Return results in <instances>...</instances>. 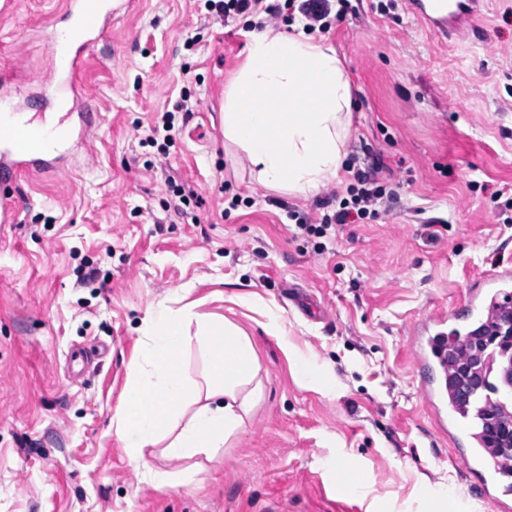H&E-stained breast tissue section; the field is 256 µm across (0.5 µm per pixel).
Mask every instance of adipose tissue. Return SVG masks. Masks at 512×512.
Instances as JSON below:
<instances>
[{"instance_id": "ef3b65f1", "label": "adipose tissue", "mask_w": 512, "mask_h": 512, "mask_svg": "<svg viewBox=\"0 0 512 512\" xmlns=\"http://www.w3.org/2000/svg\"><path fill=\"white\" fill-rule=\"evenodd\" d=\"M350 83L332 46L272 29L255 36L224 90V137L257 168L262 184L308 196L339 180ZM198 345L207 367L189 380L183 355ZM262 365L246 334L218 317L159 304L112 427L133 458L159 449L169 461L219 462L245 428L262 390Z\"/></svg>"}]
</instances>
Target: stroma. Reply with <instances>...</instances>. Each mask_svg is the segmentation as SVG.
<instances>
[{
  "mask_svg": "<svg viewBox=\"0 0 512 512\" xmlns=\"http://www.w3.org/2000/svg\"><path fill=\"white\" fill-rule=\"evenodd\" d=\"M63 2L0 0V77L22 97L52 64L40 29ZM257 20L135 0L80 75L99 114L91 152L0 185L18 203L0 225V512H441L444 485L469 512L512 505L511 477L468 472L435 431L412 345L437 309L474 329L471 284L512 269V0H487L475 35L446 44L405 0L329 12L313 35L335 48L355 108L342 182L309 197L264 186L224 137V89ZM167 111L177 132L162 148L147 135ZM375 156L397 204L296 233L291 213L319 223L320 201ZM165 300L243 330L263 390L221 462L158 491L145 469L173 462L155 448L132 461L112 419ZM296 350L324 363L323 385L297 374Z\"/></svg>",
  "mask_w": 512,
  "mask_h": 512,
  "instance_id": "35a3bbf8",
  "label": "stroma"
}]
</instances>
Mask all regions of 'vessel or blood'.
Returning a JSON list of instances; mask_svg holds the SVG:
<instances>
[{"instance_id": "b4317fda", "label": "vessel or blood", "mask_w": 512, "mask_h": 512, "mask_svg": "<svg viewBox=\"0 0 512 512\" xmlns=\"http://www.w3.org/2000/svg\"><path fill=\"white\" fill-rule=\"evenodd\" d=\"M415 19L430 33L448 39L474 31L483 0H407ZM114 0H65L59 16L50 18L46 36L53 65L38 77V107L20 103L13 90L0 87V181L10 183L23 173H53L75 148L85 144L94 127L93 114L83 104L80 73L87 52L106 37ZM512 277L502 270L476 281L470 301L488 300L489 315L512 313V304L493 298L495 287ZM449 317L437 310L414 329L416 363L431 417L439 432L456 411L445 393L448 375Z\"/></svg>"}]
</instances>
